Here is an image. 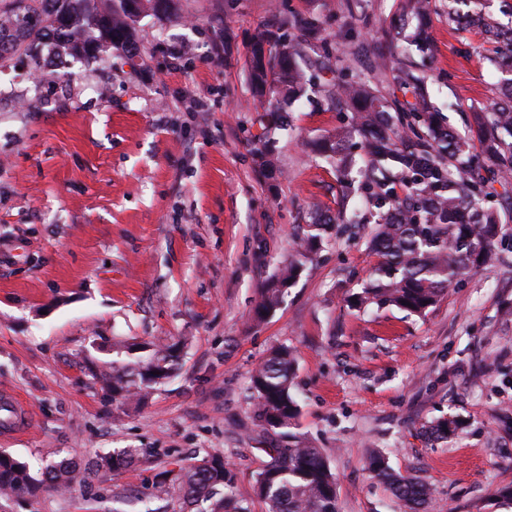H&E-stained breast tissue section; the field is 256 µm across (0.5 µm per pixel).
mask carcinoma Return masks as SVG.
Returning a JSON list of instances; mask_svg holds the SVG:
<instances>
[{
	"instance_id": "carcinoma-1",
	"label": "carcinoma",
	"mask_w": 512,
	"mask_h": 512,
	"mask_svg": "<svg viewBox=\"0 0 512 512\" xmlns=\"http://www.w3.org/2000/svg\"><path fill=\"white\" fill-rule=\"evenodd\" d=\"M0 0V17L11 18L0 26V67L16 54L40 66V47L52 44L80 55L89 45L103 51L126 48L134 42V16L151 12L166 17L173 0ZM470 0H448V19L461 29H483L500 51L502 98L485 112L473 113L479 147L475 148L441 117L420 81L409 70L399 69L400 84L412 89L415 102L391 106L368 85L346 82L328 103H342L351 122L322 139L317 151L335 163L343 196L358 193L372 209L374 229L370 249L378 257L373 277L353 294L349 306L378 310L395 307L422 315L435 306L463 278L495 265L512 250V238L503 232L497 209L487 205L489 185L512 176V27L468 8ZM429 0H408L400 30L410 31V42L424 53L430 47ZM318 29L313 17H283L278 26L258 31L252 39L248 78L255 97L266 112H278L275 96L290 106L307 95L311 79L307 70H325L305 57L297 36ZM361 138L366 156L355 172L347 156L353 136ZM358 224L353 212L337 216L324 212L309 230L281 271L265 288L254 314L261 320L283 302L306 262L321 249L337 222ZM179 358V347L154 344L150 354L130 362L112 363V397L145 398L168 378ZM294 357L280 346L266 355L251 376L256 425L279 431L270 460L257 472L255 486L266 512H339L336 481L325 453L296 440L292 433L299 406L292 392ZM140 458V449L126 448L105 458L99 467L123 469ZM373 478L385 482L393 495L410 509L430 498L426 481L390 471L385 456L374 453L367 460ZM76 481L67 459L46 465L42 477L30 473L26 463L0 454V495L33 496L38 491L67 490ZM234 474L224 459L205 455L176 469L158 474L155 488L172 494L184 508L220 497L210 512H251L249 505L233 498ZM224 496H219V489Z\"/></svg>"
}]
</instances>
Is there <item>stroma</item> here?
Returning a JSON list of instances; mask_svg holds the SVG:
<instances>
[{
    "label": "stroma",
    "mask_w": 512,
    "mask_h": 512,
    "mask_svg": "<svg viewBox=\"0 0 512 512\" xmlns=\"http://www.w3.org/2000/svg\"><path fill=\"white\" fill-rule=\"evenodd\" d=\"M403 0H176L171 18L141 16L133 52L28 59L0 68V390L30 409L28 430L0 438L40 474L68 459L85 480L66 493L0 498V512H115L136 495L151 512L159 472L222 455L233 495L254 500L271 438L253 419L250 375L279 345L294 349L295 433L328 456L340 512H404L370 477L385 453L397 473L431 487L426 512H512V253L467 278L426 314L357 312L347 299L378 258L359 224L333 231L264 320L253 308L288 260L314 210L351 209L311 143L349 123L326 85L357 80L407 99L399 63L421 77L451 127L500 95L492 46L459 32L431 0V48L399 39ZM318 18L303 45L334 71L269 130L246 60L254 32L283 15ZM182 46V56L171 49ZM205 99L208 111L194 112ZM273 136L277 179L256 164ZM180 343L174 373L148 398L123 403L99 380L143 342ZM456 420L448 438L426 427ZM139 448L129 468L102 457Z\"/></svg>",
    "instance_id": "35a3bbf8"
}]
</instances>
